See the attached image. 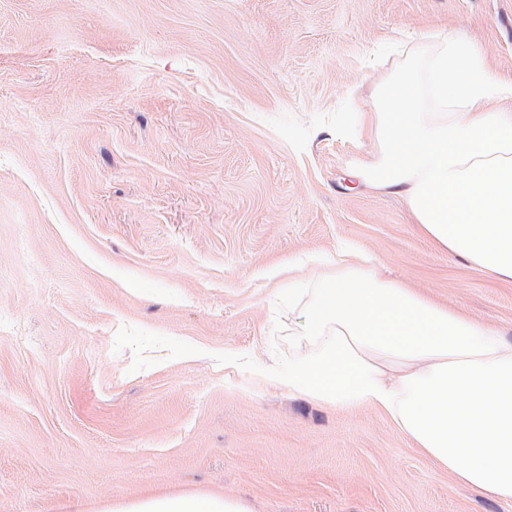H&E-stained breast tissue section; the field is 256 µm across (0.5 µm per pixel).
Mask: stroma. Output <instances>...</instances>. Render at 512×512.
<instances>
[{"mask_svg":"<svg viewBox=\"0 0 512 512\" xmlns=\"http://www.w3.org/2000/svg\"><path fill=\"white\" fill-rule=\"evenodd\" d=\"M441 29L512 79V0H0V512H512L250 373L311 353L339 253L512 340V282L358 176L354 103ZM240 499L200 493L152 495L134 501L113 502L100 512H251Z\"/></svg>","mask_w":512,"mask_h":512,"instance_id":"1","label":"stroma"}]
</instances>
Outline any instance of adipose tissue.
Returning <instances> with one entry per match:
<instances>
[{"label": "adipose tissue", "mask_w": 512, "mask_h": 512, "mask_svg": "<svg viewBox=\"0 0 512 512\" xmlns=\"http://www.w3.org/2000/svg\"><path fill=\"white\" fill-rule=\"evenodd\" d=\"M372 108L358 137L383 143L361 177L403 196L439 249L512 281V79L448 30L430 37ZM437 109H423L424 93ZM318 288L299 337L311 356L275 386L345 409L372 405L434 465L512 503V341L501 331L384 279L349 254ZM102 512H250L240 499L187 492L119 501Z\"/></svg>", "instance_id": "1"}]
</instances>
